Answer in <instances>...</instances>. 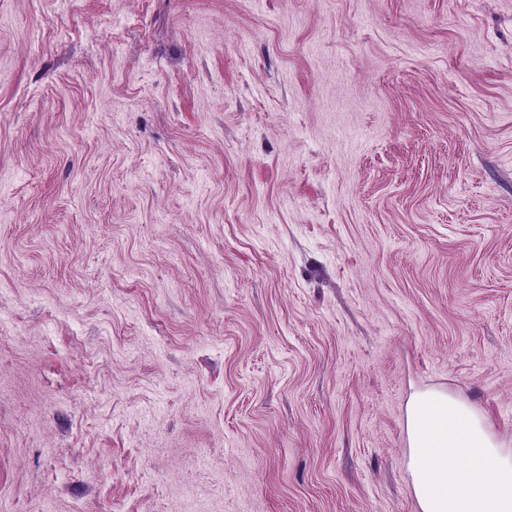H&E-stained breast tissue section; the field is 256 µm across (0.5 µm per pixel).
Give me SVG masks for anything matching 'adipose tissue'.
Returning <instances> with one entry per match:
<instances>
[{"instance_id": "1", "label": "adipose tissue", "mask_w": 512, "mask_h": 512, "mask_svg": "<svg viewBox=\"0 0 512 512\" xmlns=\"http://www.w3.org/2000/svg\"><path fill=\"white\" fill-rule=\"evenodd\" d=\"M409 473L420 512H512V452L459 396L412 394L406 411ZM467 458L452 471L449 460Z\"/></svg>"}]
</instances>
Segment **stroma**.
Instances as JSON below:
<instances>
[{"label": "stroma", "mask_w": 512, "mask_h": 512, "mask_svg": "<svg viewBox=\"0 0 512 512\" xmlns=\"http://www.w3.org/2000/svg\"><path fill=\"white\" fill-rule=\"evenodd\" d=\"M426 389L512 450V0H0V512H419Z\"/></svg>", "instance_id": "35a3bbf8"}]
</instances>
